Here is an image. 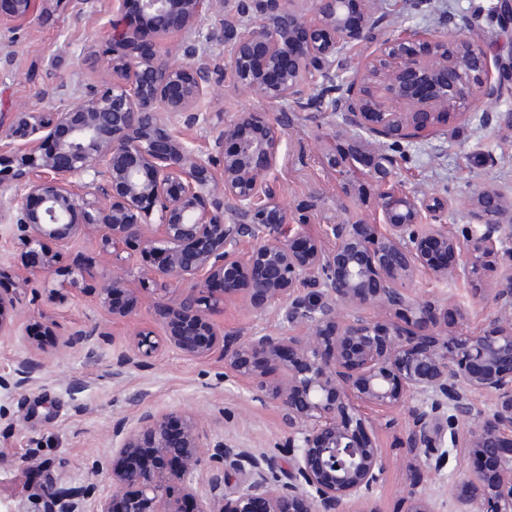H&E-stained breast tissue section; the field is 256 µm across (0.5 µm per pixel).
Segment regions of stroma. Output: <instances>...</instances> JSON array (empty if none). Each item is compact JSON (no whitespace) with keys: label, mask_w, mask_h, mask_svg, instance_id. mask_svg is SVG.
<instances>
[{"label":"stroma","mask_w":512,"mask_h":512,"mask_svg":"<svg viewBox=\"0 0 512 512\" xmlns=\"http://www.w3.org/2000/svg\"><path fill=\"white\" fill-rule=\"evenodd\" d=\"M494 0H378L385 32L407 29L428 37L455 20L462 35L488 48L507 45L488 7ZM39 17L17 21L0 18V118L12 113L68 108L91 83L112 78V52L103 36L112 18L111 0L86 4L42 5ZM503 96L490 109L473 107L464 116L439 124L435 135L402 142V163L394 176L410 195L424 192L451 199L445 218L455 231L470 224L468 201L478 187L512 199V126L502 120L512 111V79L503 78ZM213 120L239 112H264L267 104L224 74L213 77L204 106ZM280 138L275 201L290 212L308 210L306 230L320 235L327 224L365 219L377 223L375 212L347 202L336 173L324 159L326 147L340 130V115L300 113L290 104L278 107ZM67 264L84 267L77 289L51 296L44 277L23 274L8 225L0 224V289L16 301L17 323L0 334V512H48L56 501L78 503L92 512L111 490L107 470L119 428H131L139 406L165 412H193L203 429L204 444L224 439L248 447H273L282 437L272 403L254 400L248 384L218 359L199 360L160 351L148 364L116 373L114 362L127 349L135 327L152 326L158 335L170 331L156 295L144 287L138 263H124L129 287L138 289L132 319L112 320L101 306L97 289L105 270L100 248L91 237L68 247ZM413 295L448 313L449 331L488 327L493 307L468 281L435 280L417 272ZM225 331L241 336L285 327L282 312L258 311L235 301L216 318ZM82 335L68 347L70 335ZM37 368L24 393L8 382L21 360ZM368 429L382 448L386 468L371 504L378 512H403L413 488L436 491L465 476L472 462L464 449H451L441 472L409 467L400 437L408 423L404 411L368 413Z\"/></svg>","instance_id":"35a3bbf8"}]
</instances>
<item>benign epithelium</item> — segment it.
<instances>
[{
  "label": "benign epithelium",
  "instance_id": "7a95c632",
  "mask_svg": "<svg viewBox=\"0 0 512 512\" xmlns=\"http://www.w3.org/2000/svg\"><path fill=\"white\" fill-rule=\"evenodd\" d=\"M40 0H0V15L28 20ZM223 0H139L154 30H189L215 14ZM377 0H312L311 14L293 0H241L240 13H259L244 27L219 19L204 40L229 47L224 71L233 84L271 107L289 102L318 112L343 113L348 145L327 163L354 185L350 171L372 160L374 196L383 225L328 224L335 240L321 241L292 224L273 205L278 165V116L238 112L221 125L202 103L219 64L194 47L193 62L172 53L143 51L126 23V0H112V82L89 86L74 108L17 112L0 135V223L11 226L20 257L51 277L68 246L93 236L114 261L164 262L143 268L178 327L166 335L143 326L133 334L117 370L141 366L163 349L224 360L247 380L254 398L278 409L293 449L288 482L270 481L273 450L233 440L204 447L196 417L186 411L143 410L136 426L112 449V492L95 512H374L364 505L385 470L363 409L408 407L401 439L412 463L441 472L448 449L490 458L494 479L473 471L448 485V512H512V201L488 189L470 198L476 224L463 238L443 217L449 202L386 189L399 166L393 148L436 130L443 111L464 115L474 103L500 98L484 46L460 35L453 21L429 38L403 32L381 39ZM380 43L325 107L342 51ZM323 93L308 98V90ZM209 128L202 155L174 131L177 122ZM366 133L378 147L361 137ZM248 250H243L245 243ZM462 254L461 262L448 258ZM127 257H122V254ZM499 275L486 292L494 306L490 327L443 336L424 332L436 305L409 291L421 268L438 280L467 279L481 288L484 270ZM243 296L254 308L276 306L304 332H224L214 315ZM115 321L135 315L139 298L126 280L108 272L98 288ZM372 310L367 318L363 310ZM13 297L0 292V333L15 327ZM493 397L478 409L473 394ZM404 512H439L435 495L412 490Z\"/></svg>",
  "mask_w": 512,
  "mask_h": 512
}]
</instances>
